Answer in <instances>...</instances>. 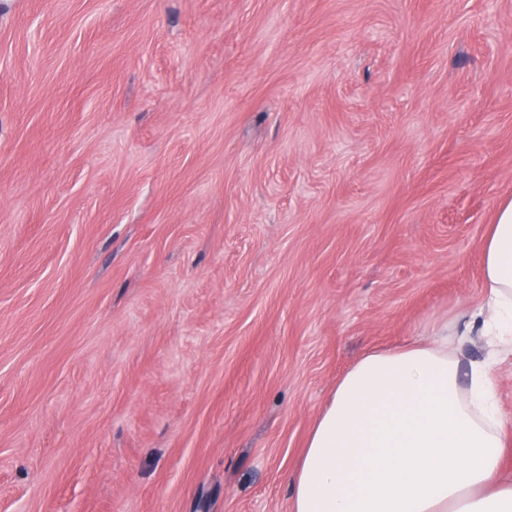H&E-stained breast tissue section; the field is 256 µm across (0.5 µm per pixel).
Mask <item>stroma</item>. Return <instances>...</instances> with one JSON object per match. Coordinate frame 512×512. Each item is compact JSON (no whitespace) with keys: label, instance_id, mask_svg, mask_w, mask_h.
Listing matches in <instances>:
<instances>
[{"label":"stroma","instance_id":"stroma-1","mask_svg":"<svg viewBox=\"0 0 512 512\" xmlns=\"http://www.w3.org/2000/svg\"><path fill=\"white\" fill-rule=\"evenodd\" d=\"M507 198L512 0H0V512H290Z\"/></svg>","mask_w":512,"mask_h":512}]
</instances>
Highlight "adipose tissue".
I'll return each mask as SVG.
<instances>
[{"label":"adipose tissue","instance_id":"1","mask_svg":"<svg viewBox=\"0 0 512 512\" xmlns=\"http://www.w3.org/2000/svg\"><path fill=\"white\" fill-rule=\"evenodd\" d=\"M483 303L453 336L366 352L307 436L292 512H512V422L493 368L512 355V199L483 245ZM482 341L487 355L465 354Z\"/></svg>","mask_w":512,"mask_h":512}]
</instances>
